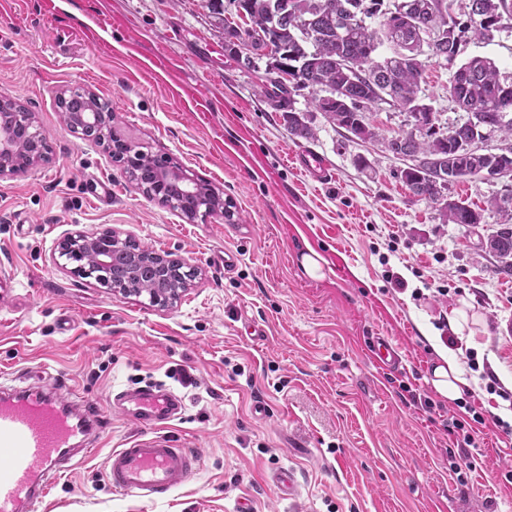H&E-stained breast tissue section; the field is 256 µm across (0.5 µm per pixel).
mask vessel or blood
Here are the masks:
<instances>
[{
    "instance_id": "vessel-or-blood-1",
    "label": "vessel or blood",
    "mask_w": 512,
    "mask_h": 512,
    "mask_svg": "<svg viewBox=\"0 0 512 512\" xmlns=\"http://www.w3.org/2000/svg\"><path fill=\"white\" fill-rule=\"evenodd\" d=\"M115 403L133 402L135 423L153 427L181 410L171 391L145 386L126 390ZM101 409L84 401L73 409L63 400L26 385L0 392V512H36L61 476L75 472L94 451L88 438L102 439ZM200 466L197 452L174 445L165 435L133 439L106 460L114 494L161 499L188 483Z\"/></svg>"
}]
</instances>
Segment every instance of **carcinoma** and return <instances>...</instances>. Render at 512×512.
I'll return each instance as SVG.
<instances>
[{
    "mask_svg": "<svg viewBox=\"0 0 512 512\" xmlns=\"http://www.w3.org/2000/svg\"><path fill=\"white\" fill-rule=\"evenodd\" d=\"M237 10L258 27L267 43L258 47L269 57V70L285 71L290 76L283 83L268 79L257 94L268 100L281 113L283 125L294 139L316 137L311 119L299 121L294 96L306 90L314 111L335 127L353 136L370 135L398 160L417 152L445 158V176L450 183L480 176L489 170L502 174L507 182L506 193L489 201V207L505 212L512 210V167L505 168L503 159L489 154L470 157L456 153L458 140L474 135V130L500 131L512 138V121L501 122L502 113L512 112V72L503 73L488 57L474 56L455 64L448 83V95L467 115L466 120L441 127L429 119L430 105L419 96L423 76L421 56L448 61V32L454 31L464 42L491 41L494 35L485 27L468 25L465 15L453 9L454 0H407L408 9L391 20L384 11V0H234ZM478 12L491 22H504L501 31L512 32V0H470ZM381 19L379 27L370 20ZM431 32L440 33L442 42L424 51L421 43ZM229 56L241 70L255 68V57L240 55L235 42L249 35V30L224 28ZM393 47V53L380 61L373 54L383 43ZM64 122L79 128L82 135L99 142V127L78 125L77 115L84 112H105L86 91H70L59 100ZM386 103L407 112L420 113L425 125L404 134L381 138L369 120L372 107ZM32 113L24 106L0 109V128L10 130L19 150L20 161L28 166L45 158V140L31 134ZM116 161L125 164L126 173L142 188H150L159 169L157 158L131 145L120 150ZM394 177L418 200L440 202V219L451 224H479L482 213L463 201L448 206V185L441 178L414 167L397 169ZM196 191L188 198L183 186L170 182L162 203L173 205L185 217L202 207L230 208L222 193L210 182L196 181ZM138 242L125 239L112 253V264L106 271L107 285L122 289L126 294H146L149 299H172L186 278L181 267H164L152 259L132 271L126 255L142 251ZM485 251L500 262L497 271L512 276V224L497 232L486 242Z\"/></svg>",
    "mask_w": 512,
    "mask_h": 512,
    "instance_id": "1",
    "label": "carcinoma"
}]
</instances>
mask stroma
<instances>
[{
  "mask_svg": "<svg viewBox=\"0 0 512 512\" xmlns=\"http://www.w3.org/2000/svg\"><path fill=\"white\" fill-rule=\"evenodd\" d=\"M57 3L49 25L39 0H0V94L32 112L49 147L48 161L0 178V371L79 385L110 426L40 512H236L245 499L254 512H512V278L481 247L500 221L487 202L501 183L452 185L484 219L442 223L393 178L401 162L379 143L317 112L316 139L292 140L255 93L265 69L235 66L204 0ZM450 77L426 60L421 95L444 127L465 117ZM76 87L109 103L122 140L217 187L241 226L191 221L145 196L63 121L57 99ZM298 153L318 156L328 179L296 166ZM107 228L172 252L197 278L162 307L59 265L61 240ZM311 250L323 277L301 268ZM461 306L458 335L448 314ZM381 338L396 364L373 360ZM442 350L472 381L457 404L429 381ZM149 383L182 398L163 433L202 457L158 502L112 494L106 471L107 452L142 432L109 399ZM471 412L472 470L448 431ZM282 468L296 471L295 498L271 481Z\"/></svg>",
  "mask_w": 512,
  "mask_h": 512,
  "instance_id": "stroma-1",
  "label": "stroma"
}]
</instances>
